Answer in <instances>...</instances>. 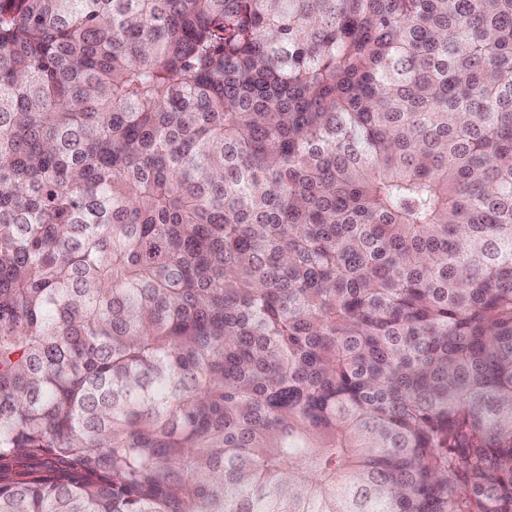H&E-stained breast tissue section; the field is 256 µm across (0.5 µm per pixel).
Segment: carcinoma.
Masks as SVG:
<instances>
[{
    "label": "carcinoma",
    "instance_id": "obj_1",
    "mask_svg": "<svg viewBox=\"0 0 512 512\" xmlns=\"http://www.w3.org/2000/svg\"><path fill=\"white\" fill-rule=\"evenodd\" d=\"M0 512H512V0H0Z\"/></svg>",
    "mask_w": 512,
    "mask_h": 512
}]
</instances>
